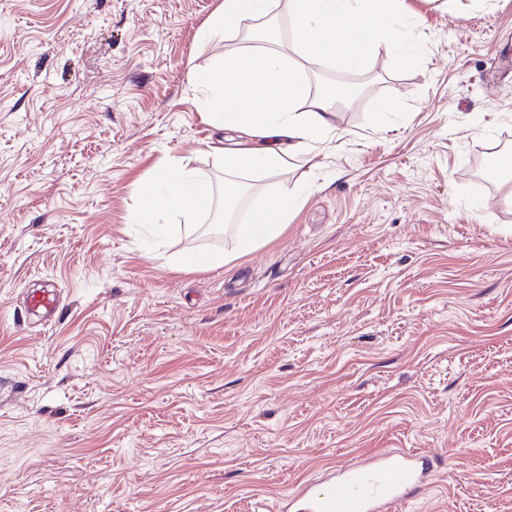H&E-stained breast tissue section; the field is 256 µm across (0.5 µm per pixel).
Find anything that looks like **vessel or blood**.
I'll return each instance as SVG.
<instances>
[{"label": "vessel or blood", "mask_w": 512, "mask_h": 512, "mask_svg": "<svg viewBox=\"0 0 512 512\" xmlns=\"http://www.w3.org/2000/svg\"><path fill=\"white\" fill-rule=\"evenodd\" d=\"M432 453L417 449L376 453L332 470L324 489L306 483L276 503V512H395L430 488Z\"/></svg>", "instance_id": "obj_1"}]
</instances>
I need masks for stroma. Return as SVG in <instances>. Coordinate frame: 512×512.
<instances>
[{
	"mask_svg": "<svg viewBox=\"0 0 512 512\" xmlns=\"http://www.w3.org/2000/svg\"><path fill=\"white\" fill-rule=\"evenodd\" d=\"M222 2L0 0V512H265L396 448L439 459L399 512H512V0H405L410 64L301 61L356 91L244 178L235 223L296 192L287 227L186 270L232 232L157 240L137 192L221 181L198 78L292 39L287 0L203 38Z\"/></svg>",
	"mask_w": 512,
	"mask_h": 512,
	"instance_id": "stroma-1",
	"label": "stroma"
}]
</instances>
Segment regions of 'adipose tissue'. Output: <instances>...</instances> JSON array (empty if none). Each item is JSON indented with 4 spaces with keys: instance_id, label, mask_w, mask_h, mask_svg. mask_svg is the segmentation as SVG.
<instances>
[{
    "instance_id": "1",
    "label": "adipose tissue",
    "mask_w": 512,
    "mask_h": 512,
    "mask_svg": "<svg viewBox=\"0 0 512 512\" xmlns=\"http://www.w3.org/2000/svg\"><path fill=\"white\" fill-rule=\"evenodd\" d=\"M272 0H223L204 33L212 36L237 27L246 18L265 15ZM404 0H288L293 35L291 54L339 63L363 62L371 51L396 50L411 62L415 49L399 38ZM276 52L248 64L225 56L201 76L209 94L214 126L239 134L234 145L213 146L224 161L225 198L237 197L244 173H272L288 161L309 156L335 129L331 95H310L302 71ZM139 212L150 221L156 211L194 220L213 202L207 173L179 163L162 169L138 193ZM297 204L280 194L257 206L244 224L233 227L236 249L254 251L281 234Z\"/></svg>"
}]
</instances>
